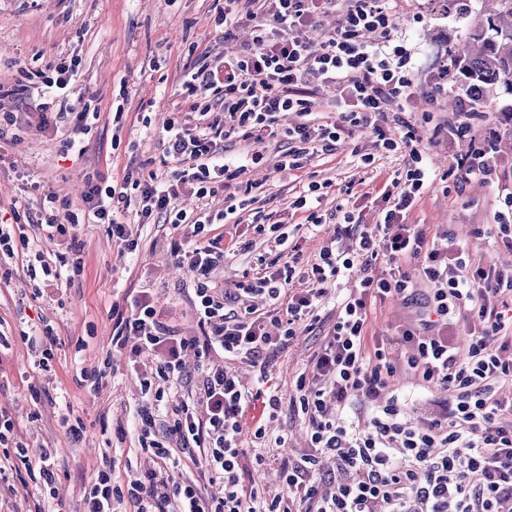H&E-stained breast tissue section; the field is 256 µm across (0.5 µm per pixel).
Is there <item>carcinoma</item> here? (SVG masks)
Masks as SVG:
<instances>
[{
    "label": "carcinoma",
    "instance_id": "cac0c4a2",
    "mask_svg": "<svg viewBox=\"0 0 512 512\" xmlns=\"http://www.w3.org/2000/svg\"><path fill=\"white\" fill-rule=\"evenodd\" d=\"M497 2L496 13L477 19L448 50L451 81L488 117L495 111L490 91L502 86L512 92V0Z\"/></svg>",
    "mask_w": 512,
    "mask_h": 512
}]
</instances>
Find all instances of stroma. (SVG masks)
Returning a JSON list of instances; mask_svg holds the SVG:
<instances>
[{"label":"stroma","instance_id":"obj_1","mask_svg":"<svg viewBox=\"0 0 512 512\" xmlns=\"http://www.w3.org/2000/svg\"><path fill=\"white\" fill-rule=\"evenodd\" d=\"M224 2L0 0V84L17 91L11 106L20 126L17 138L0 147V225L19 224L29 239L28 248L20 249L7 270H0V409L9 412L31 445L54 450L57 495L46 502L47 512L59 507L80 512L103 457L114 458L112 477L120 484L141 478L152 466L138 441L140 384L124 353L112 346L113 303L122 302L128 291L147 288L164 312V323L176 334L190 336L199 328L191 307L193 281L171 251L170 225L143 224L131 212L126 222L136 252L113 241L107 225L81 226L82 272L64 281L52 296H35L29 276L35 251L51 260L61 250L40 225V199L54 192L68 198L72 209H81L88 174L108 181L151 174L162 182L170 179L175 164L163 154L161 131L173 102L191 106L190 99L179 96L184 64L204 52L215 56L236 50L251 37L250 25L243 23L235 41L225 42L223 28L214 23ZM392 7L391 37L405 49L412 79L411 95L403 104L405 116L422 136L437 174L409 221L427 225L433 233H451L468 246L472 266L492 263L512 269V250L476 234L478 227L492 223L502 199L512 193V94L494 90L497 113L492 124H475L470 137L453 143L423 118L428 111L443 118L471 110L470 99L456 87L436 93L431 75L469 25L492 12L494 0H466L462 9L455 0H393ZM73 52L82 58L74 92L90 100L99 117L76 131V145L68 149L62 122L41 114L30 85L32 73L47 61ZM492 127L499 133L504 178L495 185L459 182L456 156L466 153L471 143L483 142ZM355 149L373 155V164L352 157ZM277 152V146L266 147L265 163L247 177L264 211L281 221L299 179L273 170ZM402 165L401 155L376 150L374 136L364 132L354 140L338 141L334 155L313 159L306 172L338 188L353 184L355 192L363 194L391 181ZM354 286V279L339 280L324 301L323 323L299 333L271 361V375L282 396L290 395L291 383L308 370L322 346L335 300ZM415 311V306L394 298L373 306L369 330L383 340L390 357H404L401 334ZM47 325L58 338L52 348L55 373L49 378L39 375L28 342ZM107 359L114 368L109 383L89 391L81 382L83 372ZM396 384L415 418H430L445 400L444 393L422 388L404 369ZM268 431L271 439L262 450L263 463H255L254 449L246 451L244 481L273 497L284 492L279 477L282 454L306 452L308 438L302 417L286 408L269 422ZM281 434L288 437L284 450L273 441Z\"/></svg>","mask_w":512,"mask_h":512}]
</instances>
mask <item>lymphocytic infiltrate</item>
I'll list each match as a JSON object with an SVG mask.
<instances>
[{"label":"lymphocytic infiltrate","mask_w":512,"mask_h":512,"mask_svg":"<svg viewBox=\"0 0 512 512\" xmlns=\"http://www.w3.org/2000/svg\"><path fill=\"white\" fill-rule=\"evenodd\" d=\"M388 0H225L215 18L225 39L237 24L253 21L252 38L239 51L202 56L182 71V89L192 97L193 127L179 118L163 125L166 157L177 163L168 182L131 179L101 186L87 178L83 212L74 214L68 200L48 195L39 207L41 224L52 239H63L66 251L58 266L42 264L37 295L58 286L64 269L81 271L84 248L75 229L79 223L109 225L113 238L136 249L119 215L136 206L142 223L164 219L182 238L172 252L185 260L195 285L193 309L199 335L165 332L162 312L148 290L128 297L116 310L112 344L124 350L140 381L143 405L138 414L142 450L155 462L143 478L126 484L112 478L114 461L104 458L96 482L83 497L82 512H113L115 503H132L136 512H512V400L500 399L501 383L512 382V362L502 357L512 349V269L488 265L471 269L466 246L449 235H431L408 221L410 212L435 180L423 139L393 108L406 94L411 79L406 53L393 44V18ZM337 11L336 27L316 31V21ZM313 29L310 37L302 29ZM371 33L381 42L368 41ZM80 61L57 56L40 71V108L57 118L71 114L84 120L81 100L72 99V80ZM337 92L344 104L338 121L313 123L317 86ZM300 121L282 127L283 113ZM371 131L389 153L405 156L402 171L380 191L374 214L352 209V188L340 189V224H327L319 207L331 192L328 182L309 181L289 203L305 219L311 234L326 233L316 257L304 261L290 232L276 241L287 253L284 266L258 258L257 270L227 296L211 288L214 272L228 252H252L255 242L239 237L225 243L223 234L207 235L215 224H252L263 232L266 216L254 198L238 196L237 180L264 155L249 152L226 158L225 142L237 137L258 145L287 139L275 166L279 172L303 169L307 156L333 154L340 139ZM461 179H497L499 158L480 145L457 157ZM198 199L225 190L224 208L216 213L176 209L183 189ZM374 232H366L368 217ZM351 250L339 248L342 237ZM361 265L353 293L341 300L327 331L328 339L301 373L287 402L301 414L311 454L284 456L280 478L286 498H267L243 484L245 443L260 444L267 423L285 400L268 370L270 358L299 331L320 321L319 306L331 283ZM300 277L303 289L287 285ZM428 293L418 299L417 285ZM274 301L259 310L256 297ZM390 297L418 303L417 322L404 330L411 347L406 364L426 386L446 393L443 408L429 422L418 423L395 394L379 402L381 391L395 384L396 367L384 344L368 336L375 301ZM275 324L278 335L267 326ZM466 324L463 342L450 340L458 324ZM200 364L201 380L192 400L168 405L169 389L182 382L186 357ZM227 360L257 367L252 384L224 369ZM260 408L254 424L248 409ZM0 447L12 449L21 461L38 457L34 477L41 498L55 494L56 473L49 449L30 448L9 415L0 410ZM200 463L205 475L224 482V495L207 496L204 483H170L167 471L174 453ZM330 455L336 470L327 477L316 472V453Z\"/></svg>","instance_id":"lymphocytic-infiltrate-1"}]
</instances>
